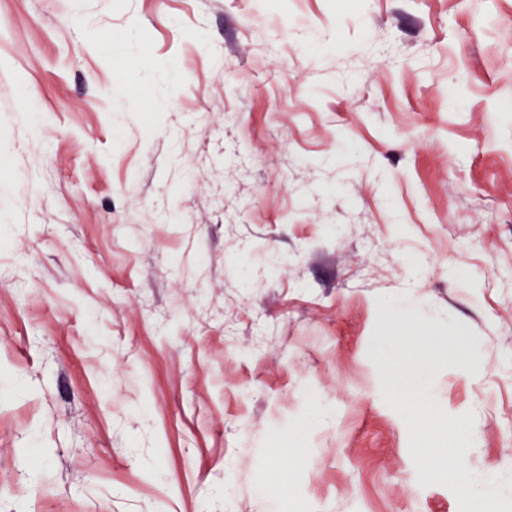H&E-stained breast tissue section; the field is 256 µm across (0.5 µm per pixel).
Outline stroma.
<instances>
[{
    "instance_id": "35a3bbf8",
    "label": "stroma",
    "mask_w": 512,
    "mask_h": 512,
    "mask_svg": "<svg viewBox=\"0 0 512 512\" xmlns=\"http://www.w3.org/2000/svg\"><path fill=\"white\" fill-rule=\"evenodd\" d=\"M380 295L512 501V0H0V512H459Z\"/></svg>"
}]
</instances>
